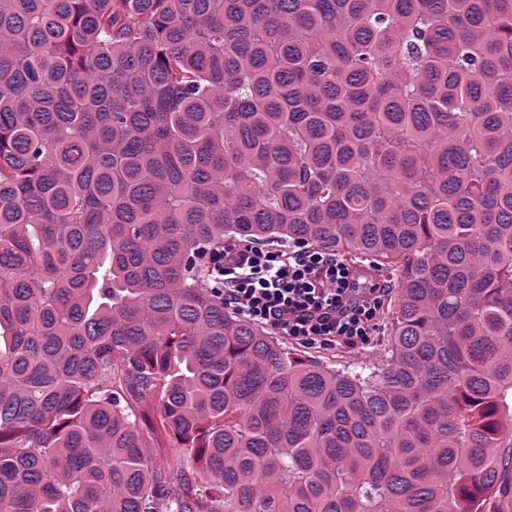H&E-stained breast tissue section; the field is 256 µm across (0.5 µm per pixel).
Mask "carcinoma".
Masks as SVG:
<instances>
[{"mask_svg":"<svg viewBox=\"0 0 512 512\" xmlns=\"http://www.w3.org/2000/svg\"><path fill=\"white\" fill-rule=\"evenodd\" d=\"M240 239L396 270L387 363L225 309ZM505 455L512 0H0V512H483ZM149 435L151 436L147 444L149 448L144 449L146 454L152 459L155 469L161 472L163 477L175 479L181 476L182 479L192 483L197 481L195 473H188L186 469L177 465L179 451L174 439L162 434L159 437ZM185 473L186 475H184Z\"/></svg>","mask_w":512,"mask_h":512,"instance_id":"cac0c4a2","label":"carcinoma"}]
</instances>
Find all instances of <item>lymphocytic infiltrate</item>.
<instances>
[{"instance_id":"obj_1","label":"lymphocytic infiltrate","mask_w":512,"mask_h":512,"mask_svg":"<svg viewBox=\"0 0 512 512\" xmlns=\"http://www.w3.org/2000/svg\"><path fill=\"white\" fill-rule=\"evenodd\" d=\"M205 268L223 286L225 307L308 348L367 344L388 293L374 274L359 276L336 252L304 242L217 248Z\"/></svg>"}]
</instances>
